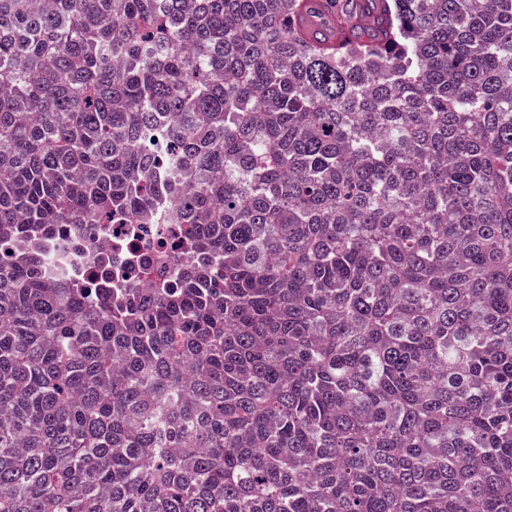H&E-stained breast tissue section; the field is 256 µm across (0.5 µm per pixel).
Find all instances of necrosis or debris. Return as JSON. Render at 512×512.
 Instances as JSON below:
<instances>
[{
  "label": "necrosis or debris",
  "instance_id": "necrosis-or-debris-1",
  "mask_svg": "<svg viewBox=\"0 0 512 512\" xmlns=\"http://www.w3.org/2000/svg\"><path fill=\"white\" fill-rule=\"evenodd\" d=\"M176 224H69L45 245L51 268L61 278L83 282L100 256L112 258L115 277L133 272L140 286L174 280L188 260Z\"/></svg>",
  "mask_w": 512,
  "mask_h": 512
}]
</instances>
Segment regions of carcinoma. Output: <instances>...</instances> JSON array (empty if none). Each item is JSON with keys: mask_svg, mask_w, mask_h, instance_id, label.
<instances>
[{"mask_svg": "<svg viewBox=\"0 0 512 512\" xmlns=\"http://www.w3.org/2000/svg\"><path fill=\"white\" fill-rule=\"evenodd\" d=\"M0 512H512V0H0ZM45 245L49 266L73 282L90 280L97 259L112 256L114 281L132 269L139 286L175 279L188 260L179 224H64Z\"/></svg>", "mask_w": 512, "mask_h": 512, "instance_id": "obj_1", "label": "carcinoma"}]
</instances>
